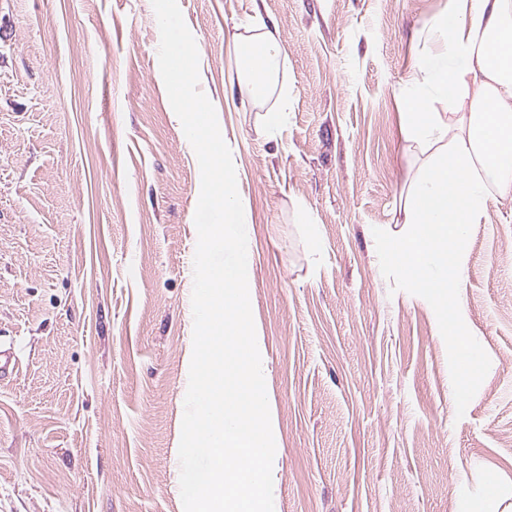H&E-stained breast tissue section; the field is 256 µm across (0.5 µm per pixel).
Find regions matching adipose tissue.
<instances>
[{"label": "adipose tissue", "mask_w": 512, "mask_h": 512, "mask_svg": "<svg viewBox=\"0 0 512 512\" xmlns=\"http://www.w3.org/2000/svg\"><path fill=\"white\" fill-rule=\"evenodd\" d=\"M442 51L418 70L406 100L409 138L428 154L408 183L406 231L394 239L406 257L405 276L439 304L461 275V241L491 194L512 197V0H454L448 15L433 18ZM243 92L266 102L281 57L277 31L263 25L242 41ZM459 106L444 121L433 104Z\"/></svg>", "instance_id": "obj_1"}]
</instances>
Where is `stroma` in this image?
Listing matches in <instances>:
<instances>
[{
	"label": "stroma",
	"mask_w": 512,
	"mask_h": 512,
	"mask_svg": "<svg viewBox=\"0 0 512 512\" xmlns=\"http://www.w3.org/2000/svg\"><path fill=\"white\" fill-rule=\"evenodd\" d=\"M178 5L245 206L274 512H512V199L468 226L447 308L386 247L421 161L403 98L453 0ZM259 20L273 141L238 89ZM159 44L152 0H0V512H183L201 177ZM257 34L246 37L239 44L243 46L244 53L240 54L239 69L243 81L244 94L254 102L267 101L271 88L276 81V70L281 57V45L277 30L268 25L256 28ZM258 49L262 52L268 65L263 69H256L247 58V52Z\"/></svg>",
	"instance_id": "1"
}]
</instances>
